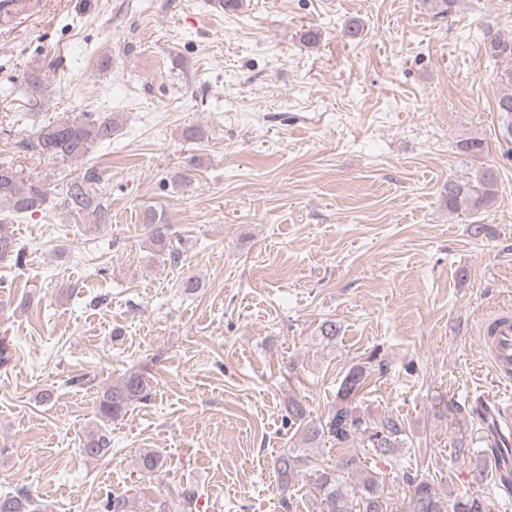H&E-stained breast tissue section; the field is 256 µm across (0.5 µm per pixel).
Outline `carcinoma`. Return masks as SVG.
<instances>
[{"label": "carcinoma", "instance_id": "obj_1", "mask_svg": "<svg viewBox=\"0 0 512 512\" xmlns=\"http://www.w3.org/2000/svg\"><path fill=\"white\" fill-rule=\"evenodd\" d=\"M28 102L38 105L42 101L43 83L37 75L26 81ZM502 120V136L512 138V92L497 101ZM118 128V119L110 112H80L66 115L48 123L22 144V150L51 161L81 163L94 145L112 140ZM459 151L475 160H484L489 154L488 143L469 137L457 142ZM100 184V176L93 166L81 169L70 178L62 192L51 201L46 184L32 178L12 163L0 164V205L13 217L43 213L55 205L72 215L80 216L85 229L93 231L112 223L110 206L105 201L108 188L101 193L92 190ZM499 193L498 170L489 163L478 165L474 176L466 181L448 179L444 188L448 211L456 214H483L491 209ZM141 224L148 230V238L159 250L167 252L170 263L182 261L179 248L171 244L170 225L153 209L141 214ZM24 249L9 227L0 224V261L22 263ZM384 360L372 353L368 361L351 365L346 371L336 400L328 411L313 416L305 404L297 399L288 400L285 421L294 429L301 447L281 451L274 459V470L279 486L286 492L299 472H315V508L313 512H390L384 494L383 481L378 473L369 469L368 460L385 459L401 473L406 485L408 512H490L485 497L459 494L453 499L438 492L433 480L411 473L402 464V449L406 444V427L396 415L385 414L379 419L359 412L355 400L364 389L369 375L368 363ZM152 395V383L142 373H131L104 388L96 402L99 426L87 434L82 452L90 458H101L109 453L110 438L107 426L123 419L130 407L147 401ZM329 447L338 452L336 466L322 467L313 461L312 451ZM141 471L154 473L163 467V457L146 451L139 456ZM196 491L180 485L171 489L158 505L159 512H195ZM0 512H33L32 500L23 490L0 496Z\"/></svg>", "mask_w": 512, "mask_h": 512}]
</instances>
